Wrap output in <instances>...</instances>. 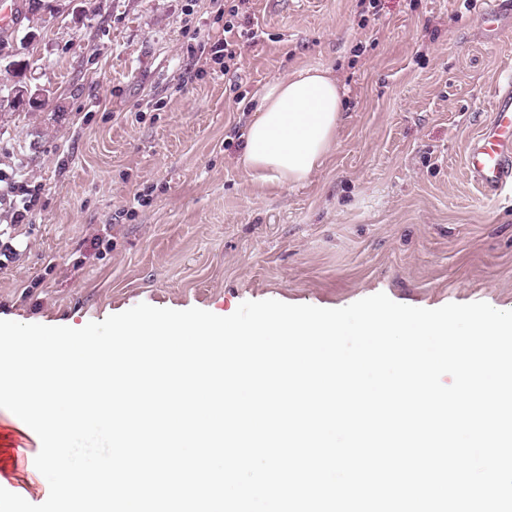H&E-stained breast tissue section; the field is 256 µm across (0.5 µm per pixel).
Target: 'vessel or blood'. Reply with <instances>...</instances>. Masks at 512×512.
Masks as SVG:
<instances>
[{
  "mask_svg": "<svg viewBox=\"0 0 512 512\" xmlns=\"http://www.w3.org/2000/svg\"><path fill=\"white\" fill-rule=\"evenodd\" d=\"M465 169L486 197L512 191V79L499 86L490 120L467 151Z\"/></svg>",
  "mask_w": 512,
  "mask_h": 512,
  "instance_id": "b4317fda",
  "label": "vessel or blood"
}]
</instances>
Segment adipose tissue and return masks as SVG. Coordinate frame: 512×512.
<instances>
[{"label": "adipose tissue", "mask_w": 512, "mask_h": 512, "mask_svg": "<svg viewBox=\"0 0 512 512\" xmlns=\"http://www.w3.org/2000/svg\"><path fill=\"white\" fill-rule=\"evenodd\" d=\"M343 88L331 69L283 75L260 93L239 166L255 181L298 185L325 163L342 121Z\"/></svg>", "instance_id": "obj_1"}]
</instances>
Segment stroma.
<instances>
[{
    "instance_id": "stroma-1",
    "label": "stroma",
    "mask_w": 512,
    "mask_h": 512,
    "mask_svg": "<svg viewBox=\"0 0 512 512\" xmlns=\"http://www.w3.org/2000/svg\"><path fill=\"white\" fill-rule=\"evenodd\" d=\"M19 25L37 111L0 61V318L82 326L146 303L342 308L366 296L512 310V197L463 165L512 76L485 0H253L237 68L194 78L218 0H43ZM332 69L344 121L301 186L236 164L267 83ZM38 188L16 222L21 185ZM150 206L123 214L134 193Z\"/></svg>"
}]
</instances>
